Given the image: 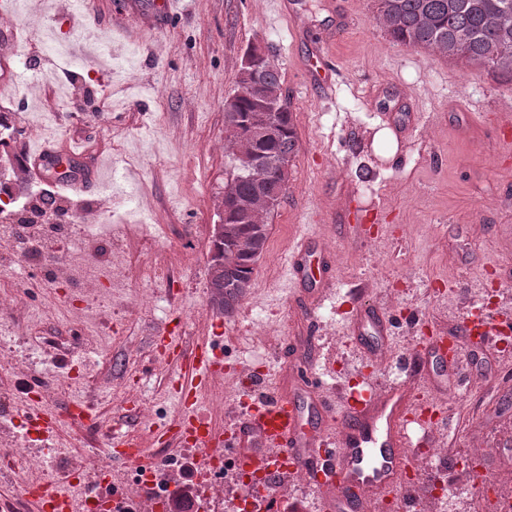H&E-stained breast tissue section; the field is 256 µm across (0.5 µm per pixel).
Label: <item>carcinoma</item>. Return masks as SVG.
<instances>
[{"instance_id":"obj_1","label":"carcinoma","mask_w":512,"mask_h":512,"mask_svg":"<svg viewBox=\"0 0 512 512\" xmlns=\"http://www.w3.org/2000/svg\"><path fill=\"white\" fill-rule=\"evenodd\" d=\"M379 20L389 37L409 47L432 48L450 58L463 59L488 68L512 82V0H378ZM260 69L257 82L239 78L240 89L234 96L236 117L225 115L232 143H247L257 158L266 163L284 157L295 158L298 140L292 112L284 102L280 68L268 57L256 59ZM275 113L278 134L265 139L258 120ZM236 174L230 180L239 198L256 193L277 200L264 212L229 206L224 218V241L217 246L218 255L209 268L232 265L233 284L239 286L232 295L235 303L246 297L255 271L253 252L264 250L269 225L264 216L274 212L286 189L277 184L260 185L249 178L236 162ZM211 301L217 308L224 305V274L210 279Z\"/></svg>"}]
</instances>
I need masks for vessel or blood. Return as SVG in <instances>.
<instances>
[{
  "instance_id": "vessel-or-blood-1",
  "label": "vessel or blood",
  "mask_w": 512,
  "mask_h": 512,
  "mask_svg": "<svg viewBox=\"0 0 512 512\" xmlns=\"http://www.w3.org/2000/svg\"><path fill=\"white\" fill-rule=\"evenodd\" d=\"M172 0H125L114 15L119 19L137 18L143 33L160 29L161 19L171 12ZM330 35L315 39L314 61L307 78L321 91L333 86L334 64L328 54ZM496 124L512 127V113L496 117L484 112H468L460 126L462 133ZM70 159L74 167L66 186L92 190L102 177L87 150L55 148L41 143L33 155V170L42 173L46 164ZM315 241L303 238L288 251V282L291 299L299 304L309 332L319 327L318 309L337 291L333 258L327 249H315ZM319 255V272H312L311 253ZM356 301L345 319L344 333L362 359L363 368L384 367L389 360L392 322L385 305L367 300L365 289L355 291ZM460 326L465 337H479L492 345L498 332L494 321L482 313L469 311ZM288 357L297 367L289 385L256 397L253 404L234 409L229 426H222L199 415L190 399L202 384L219 375L221 363L212 343L201 341L183 350L174 382L182 415L176 425L153 429L155 440L180 443L185 431H192L194 445L205 453L223 450L233 454L243 469L272 475L281 470L303 473L313 487L318 512H372L379 498H396L402 512H420V506L403 477L414 465L410 448L411 430L419 422L415 408L424 402L445 399L449 378H460L463 361L449 355L443 345L426 343L415 353L414 373L384 385L370 382L361 388L342 390L331 398L315 381L313 366L305 347L296 341L288 345ZM29 418L40 423L46 440L57 435L61 420L50 409L29 411ZM111 457L140 463L144 450L119 428L106 432ZM62 477L44 478L27 494L40 512H72L73 505L61 491Z\"/></svg>"
}]
</instances>
